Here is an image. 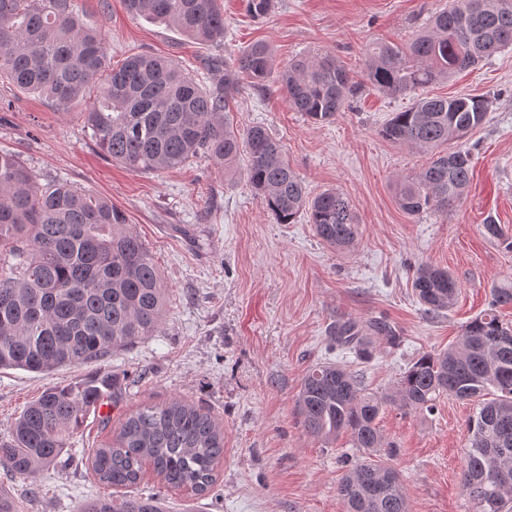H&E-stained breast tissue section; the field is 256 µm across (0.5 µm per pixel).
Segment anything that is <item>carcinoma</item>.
Masks as SVG:
<instances>
[{
    "mask_svg": "<svg viewBox=\"0 0 512 512\" xmlns=\"http://www.w3.org/2000/svg\"><path fill=\"white\" fill-rule=\"evenodd\" d=\"M134 17L168 24L205 43L224 42L219 0H124ZM274 0H246L264 19ZM512 46V0H452L427 29L400 43L366 50L365 78L378 91L406 95L473 68ZM224 78L206 88L169 58L134 53L113 66L105 35L88 25L74 0H0V78L50 99L58 110L96 91L82 119L99 150L135 173L178 169L207 158L224 176L242 171L278 224L307 218L336 251L359 236L356 214L333 189L309 196L281 145L261 125L241 135L234 107L239 76L264 89L273 83L289 107L316 124L328 123L358 86L336 56L323 53L275 69L268 44L257 41L231 61L217 58ZM481 96H422L394 112L379 130L391 143L433 154L421 172L397 187L409 215L448 207L466 193L471 152L450 150L487 120ZM418 303L439 315L456 302L459 286L448 270L418 266L412 277ZM165 286L149 251L128 228L124 212L94 193L66 183L40 186L11 152L0 150V368L45 374L72 364L101 362L112 352L159 331ZM512 306V284L492 288L488 308L469 321L448 349L425 353L402 374L391 394L363 392L337 365H317L304 376L298 408L305 432L326 444L347 434L366 457L338 484L346 512H408L394 468L374 459L397 448L385 442L376 419L388 406L432 411L448 394L474 403L462 489L474 512H512V324L499 309ZM332 336L369 353V337L400 341L386 320L345 321ZM116 394L110 376L51 386L14 419L0 442V469L29 480L71 447L86 417ZM224 459V428L212 415L174 398L127 416L112 441L94 450L98 481L114 489L139 485L152 466L166 488L206 495ZM79 512H163L159 493L116 502L90 499Z\"/></svg>",
    "mask_w": 512,
    "mask_h": 512,
    "instance_id": "1",
    "label": "carcinoma"
}]
</instances>
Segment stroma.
Wrapping results in <instances>:
<instances>
[{"label":"stroma","mask_w":512,"mask_h":512,"mask_svg":"<svg viewBox=\"0 0 512 512\" xmlns=\"http://www.w3.org/2000/svg\"><path fill=\"white\" fill-rule=\"evenodd\" d=\"M85 21L106 36L111 60L146 52L171 58L204 84L215 54L232 59L249 44L270 45L275 65L331 52L362 86L333 121L314 124L289 109L276 89L243 84L235 106L239 130L260 124L282 144L310 192L343 193L359 218L354 248L326 245L306 218L275 223L243 177L228 180L207 159L181 168L134 173L95 146L80 118L84 103L58 111L37 94L0 81V149L15 153L40 185L65 182L106 197L123 211L149 250L167 288L157 335L106 360L49 374L0 369V437L45 388L111 375L118 400L109 426L89 415L55 468L40 476L39 498L26 480L0 470V488L17 512H77L102 495L87 458L132 411L183 399L224 427V459L205 496L163 490L165 512H344L337 483L363 456L347 438L326 444L308 436L297 398L307 371L332 363L351 371L364 390L390 391L420 355L447 348L483 312L492 286L512 278V249L486 235L494 221L512 232V47L434 94L483 95L493 105L465 143L473 176L447 213H405L395 198L399 178L419 172L427 156L383 140L378 131L409 106L362 80L364 53L376 41L400 42L426 26L449 0H275L265 19L246 0H221L224 44L192 40L173 27L132 18L123 0H76ZM422 264L448 269L459 282L454 308L425 314L412 288ZM385 319L400 343L374 342L371 358L333 345L336 322ZM470 404L448 396L433 412L387 408L377 420L398 454L409 512H473L460 486Z\"/></svg>","instance_id":"35a3bbf8"}]
</instances>
